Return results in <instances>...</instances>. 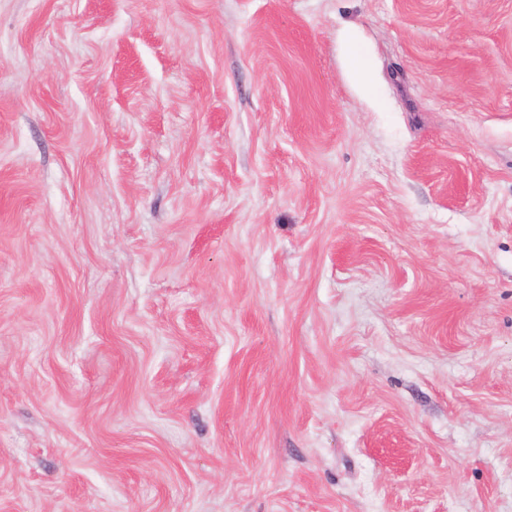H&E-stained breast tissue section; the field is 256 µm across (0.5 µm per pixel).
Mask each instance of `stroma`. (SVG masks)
<instances>
[{
    "instance_id": "35a3bbf8",
    "label": "stroma",
    "mask_w": 512,
    "mask_h": 512,
    "mask_svg": "<svg viewBox=\"0 0 512 512\" xmlns=\"http://www.w3.org/2000/svg\"><path fill=\"white\" fill-rule=\"evenodd\" d=\"M0 512H512V0H0Z\"/></svg>"
}]
</instances>
